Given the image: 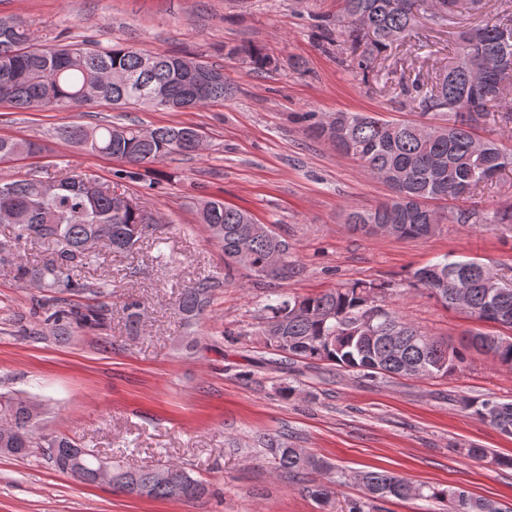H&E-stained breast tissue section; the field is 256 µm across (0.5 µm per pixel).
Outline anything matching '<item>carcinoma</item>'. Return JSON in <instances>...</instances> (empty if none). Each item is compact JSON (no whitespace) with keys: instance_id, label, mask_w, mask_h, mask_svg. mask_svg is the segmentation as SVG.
<instances>
[{"instance_id":"carcinoma-1","label":"carcinoma","mask_w":512,"mask_h":512,"mask_svg":"<svg viewBox=\"0 0 512 512\" xmlns=\"http://www.w3.org/2000/svg\"><path fill=\"white\" fill-rule=\"evenodd\" d=\"M450 7L428 15L435 25L447 13L464 9L478 0H447ZM336 16V39L362 49L359 69L373 68L377 57L405 45L420 19V0H340ZM512 55V18L488 21L461 33L457 50L437 81L426 91L421 83L403 86L400 94L417 103L422 114L434 112L453 118L424 136L417 121L393 122L365 112H336L319 115L308 112L306 133L322 139L324 120L336 124L334 148L358 162L372 176L393 180L391 196L373 206H349L345 221L359 224H394L396 238L412 240L429 236L431 224H510L512 204L493 213L478 208L442 209L435 201H454L493 183L490 170H512V151L486 138L485 153L471 154L472 139L490 113L512 122V104H505L506 86L512 74L486 73L483 63L497 55L503 46ZM226 56L238 58L258 71L277 68L274 56L253 45H235ZM123 73L128 83L112 81V73ZM233 87L224 80V70L198 61L194 70L185 66L179 53H154L133 46L93 50L75 45L42 48L32 43L21 22L0 18V103L21 110L79 109L106 101L125 107H164L173 111L201 108L224 101ZM195 131L190 126H163L153 136L140 138L137 127L114 125L108 121L94 126L69 123L57 135L64 143L86 152L117 159L130 166L114 175L134 179L138 169L147 168L171 155L188 156L195 149L175 148L173 141ZM39 146L28 140L0 137V160L34 155ZM199 223L206 225L224 251V278L246 269L235 255L242 235L251 231L255 219L246 210L230 207L219 199L203 201ZM25 214L26 223L16 224L12 236L0 240V263L15 267L23 283L42 289L48 319L65 334L69 328H101L109 320L102 303L84 304L73 297H101L107 294L102 283L93 284L81 277V270L97 263L98 254L89 243L96 241L118 253L131 251L159 218L142 210L133 198L103 187L81 173L45 182L18 178L0 183V224H10L11 213ZM46 243L50 258L30 264L21 255L28 244ZM288 250L287 242L266 229L255 233L250 242V263H262L272 252ZM482 263L459 260L446 254L439 260L410 272L411 285L421 288L447 308H452L455 279L469 280L466 289L470 304L466 314L479 322L498 324L509 317L512 330V287L488 288L481 273ZM219 283L209 279L184 289L178 311L184 325L191 326L209 306ZM392 288L388 282H353L315 295L284 296L276 293L263 306L265 321L278 320L288 312L286 336L290 339L283 354L290 360L329 362L365 377L402 376L434 378L455 373L464 363L463 350L489 354L512 368V336L471 331L455 347L428 336L407 322L396 310L386 309ZM32 397L0 394V456L27 458L38 452L47 455L52 467L63 474L93 484L99 467V453L64 436L38 432V416L32 414ZM499 408L504 423L512 426V402L467 401L464 408L486 419L489 406ZM276 469L298 481L310 470L324 468V462L304 448L282 442L269 445ZM170 476L157 478L158 469H125L112 466L108 486L127 495L147 490L151 499L191 502L207 493L206 484L185 467L170 466ZM366 500L351 504L349 512H366L369 502L393 497L418 498L447 503L448 512H502L487 499L471 496L461 489L426 488L385 470L359 471L354 475Z\"/></svg>"}]
</instances>
